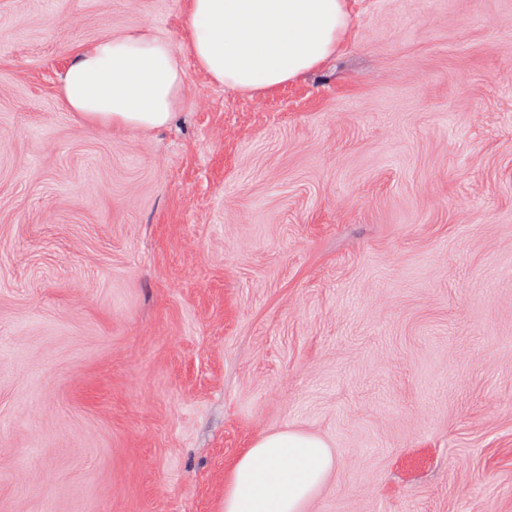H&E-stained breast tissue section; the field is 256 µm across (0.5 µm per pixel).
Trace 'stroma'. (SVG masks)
I'll list each match as a JSON object with an SVG mask.
<instances>
[{"label":"stroma","mask_w":512,"mask_h":512,"mask_svg":"<svg viewBox=\"0 0 512 512\" xmlns=\"http://www.w3.org/2000/svg\"><path fill=\"white\" fill-rule=\"evenodd\" d=\"M185 0H0V512H224L262 434L307 512H512V0H349L334 55L213 83ZM147 28L158 129L69 112L72 50ZM335 467L329 444L317 435H260L232 466L224 512H307Z\"/></svg>","instance_id":"35a3bbf8"}]
</instances>
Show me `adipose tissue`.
<instances>
[{
    "label": "adipose tissue",
    "mask_w": 512,
    "mask_h": 512,
    "mask_svg": "<svg viewBox=\"0 0 512 512\" xmlns=\"http://www.w3.org/2000/svg\"><path fill=\"white\" fill-rule=\"evenodd\" d=\"M347 25V0H189L184 14L198 65L214 82L246 94L314 69ZM60 94L92 125L165 126L184 94L179 51L145 28L104 35L72 55ZM335 466L319 436L260 435L232 466L224 512H306Z\"/></svg>",
    "instance_id": "1"
}]
</instances>
